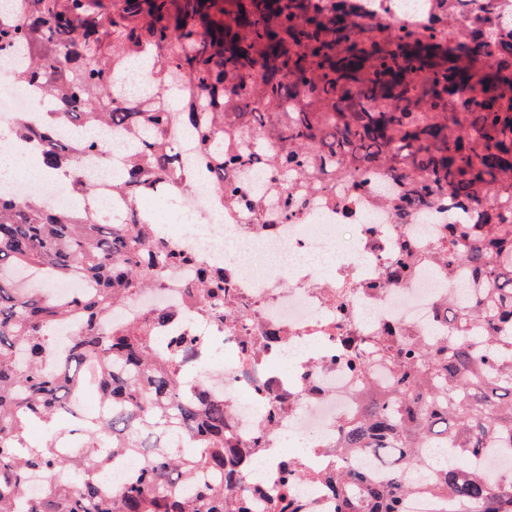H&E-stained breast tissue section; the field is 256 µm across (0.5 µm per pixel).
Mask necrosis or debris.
<instances>
[{"instance_id": "obj_1", "label": "necrosis or debris", "mask_w": 512, "mask_h": 512, "mask_svg": "<svg viewBox=\"0 0 512 512\" xmlns=\"http://www.w3.org/2000/svg\"><path fill=\"white\" fill-rule=\"evenodd\" d=\"M36 105L45 110L49 102L1 68L0 124ZM126 160L111 151L78 161L100 208L116 221L138 208L112 186ZM400 190L383 173L362 185L326 184L311 174L283 184L268 167L231 165L223 192L202 181L158 190L191 217L168 237L187 260L161 268L157 286L120 300L107 320L121 325L163 309L170 320L162 339L178 336L200 348L183 388L222 399L238 442L258 447L262 476L254 486L265 497L253 512H279L280 494L302 512H340V500L323 486L335 466L364 462L373 479H386L390 469L372 450L340 451V431L362 419L367 388L388 386L392 377L375 361L360 378L355 360L383 344L447 335L449 307L474 301L478 283L469 268L449 265L441 251L447 201L424 200L403 213L392 206ZM204 269L234 290L221 304L223 316L214 314L216 300L198 298ZM272 330L277 340L265 341ZM100 374V359L86 358L73 415L111 414L99 395ZM295 456L308 463L307 478L286 471Z\"/></svg>"}]
</instances>
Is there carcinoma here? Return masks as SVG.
Listing matches in <instances>:
<instances>
[{
    "instance_id": "obj_1",
    "label": "carcinoma",
    "mask_w": 512,
    "mask_h": 512,
    "mask_svg": "<svg viewBox=\"0 0 512 512\" xmlns=\"http://www.w3.org/2000/svg\"><path fill=\"white\" fill-rule=\"evenodd\" d=\"M0 17V58L23 41L28 57L16 80L59 99L45 117L13 122L40 160L67 169L73 191L92 194L80 155L106 152L100 141L62 143L58 124L139 132L138 155L114 187L135 198L179 172L166 138L185 126L199 156L224 190V140L239 124L262 141L282 142L273 156L248 149L235 161H264L282 178L320 170L360 181L383 169L402 185L394 206L447 196L448 264L469 267L482 293L448 315L440 345L419 342L378 349L394 372L388 395L342 431V448L389 457L392 479L374 483L354 469L329 473L342 512H403L420 470L430 491L472 508L512 512V474L493 480L470 466L486 448L512 449V15L500 0H468L487 22L448 24V0H429L439 26L391 30L336 9L328 0H233L214 18L207 0H114L104 16L93 0H29ZM150 60L152 98H123L125 67ZM153 225L130 217L112 223L89 208H52L35 196L0 193V512H250L246 458L226 423L224 401L187 399L180 376L197 348L176 338L159 344L164 315L112 326L114 302L149 287L178 261ZM17 269L47 282L82 276L95 289L65 301L21 288ZM80 326L61 357L48 330L71 313ZM100 357L103 397L112 414L88 417L59 435L82 360ZM48 430L30 442L28 427ZM137 476L118 490L98 474L114 460L143 455ZM48 477L36 498L25 482ZM196 483L186 497L178 482Z\"/></svg>"
}]
</instances>
